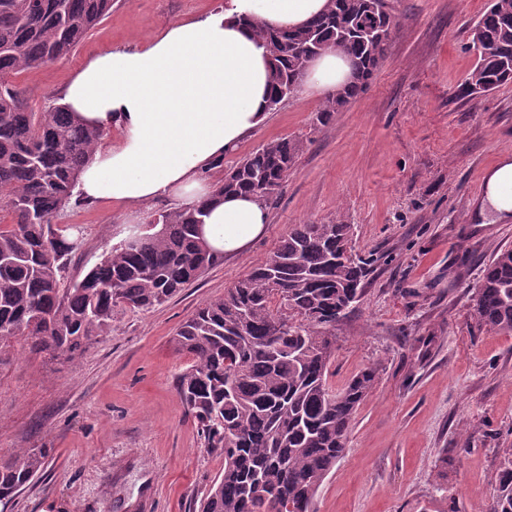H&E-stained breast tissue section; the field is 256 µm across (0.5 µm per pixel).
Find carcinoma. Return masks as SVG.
Here are the masks:
<instances>
[{
    "instance_id": "carcinoma-1",
    "label": "carcinoma",
    "mask_w": 512,
    "mask_h": 512,
    "mask_svg": "<svg viewBox=\"0 0 512 512\" xmlns=\"http://www.w3.org/2000/svg\"><path fill=\"white\" fill-rule=\"evenodd\" d=\"M112 0H0V342L72 357L112 332L120 307L160 305L218 262L198 237L206 204L152 215L84 277L63 283L81 240L55 218L75 197L83 166L106 132L75 120L64 104L32 112L11 79L67 57L110 12ZM396 29L386 0H330L299 29H256L272 61L269 110L297 94L308 64L336 46L354 80L325 98L314 128L363 94ZM480 45L462 91L479 98L512 82V0H490L471 29ZM302 142L277 138L243 157L215 192L277 201ZM353 225L293 224L272 255L224 297L197 308L174 348L191 358L177 392L224 473L199 512H315L314 501L343 455L348 431L378 382L365 368L340 389L327 384L336 323L363 294L371 260L352 246ZM481 325L512 335V248L495 253L476 288ZM479 512H512V448ZM50 449L19 448L0 463V507L47 466Z\"/></svg>"
}]
</instances>
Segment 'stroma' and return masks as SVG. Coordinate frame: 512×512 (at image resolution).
<instances>
[{"label":"stroma","mask_w":512,"mask_h":512,"mask_svg":"<svg viewBox=\"0 0 512 512\" xmlns=\"http://www.w3.org/2000/svg\"><path fill=\"white\" fill-rule=\"evenodd\" d=\"M225 0H112L110 13L65 59L12 80L36 112L61 103L68 80L114 48L149 44L168 23L222 11ZM397 27L368 89L325 127L322 102L298 92L225 157L224 168L276 138L303 149L262 237L149 311L118 309L110 335L74 357L0 343V462L46 448V469L12 512H195L224 457L205 448L176 390L190 366L177 327L268 257L289 225L354 227L372 258L364 295L336 326L328 382L374 366L379 380L322 483L317 512H477L512 446V335L481 326L474 290L511 224H475L486 173L512 155V84L469 99V33L488 0H389ZM73 203L58 223L84 237L68 282L83 278L126 225L175 208Z\"/></svg>","instance_id":"1"}]
</instances>
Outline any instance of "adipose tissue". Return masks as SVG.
<instances>
[{"label": "adipose tissue", "mask_w": 512, "mask_h": 512, "mask_svg": "<svg viewBox=\"0 0 512 512\" xmlns=\"http://www.w3.org/2000/svg\"><path fill=\"white\" fill-rule=\"evenodd\" d=\"M329 0H226L224 11L164 27L146 47L112 50L87 62L63 89L85 124L117 131L78 178L83 201L138 206L176 197L183 209L207 202L200 237L227 256L265 230L266 205L251 195L217 198L203 174L267 119L271 70L253 31L294 28L325 12ZM352 77L348 57L328 50L306 70V89L331 94ZM477 219L512 222V155L485 177Z\"/></svg>", "instance_id": "ef3b65f1"}]
</instances>
